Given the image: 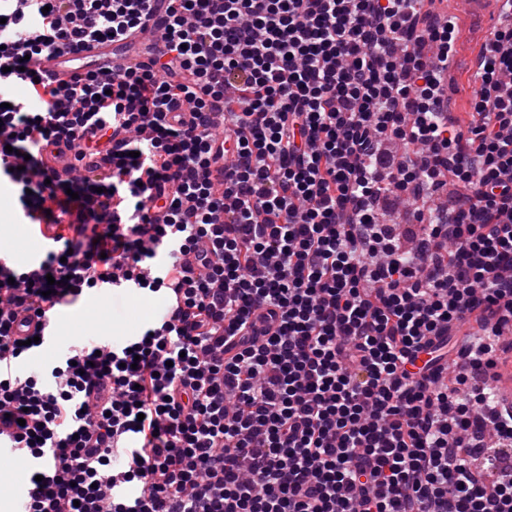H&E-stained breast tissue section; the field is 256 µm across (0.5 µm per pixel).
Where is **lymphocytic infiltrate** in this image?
<instances>
[{"mask_svg":"<svg viewBox=\"0 0 512 512\" xmlns=\"http://www.w3.org/2000/svg\"><path fill=\"white\" fill-rule=\"evenodd\" d=\"M171 2L152 69L62 87L35 60L131 40L149 0H0V179L59 245L0 282V356L28 351L19 311L115 277L169 300L49 379L0 368V425L38 474L23 512H512L489 371L512 348V23L446 121L436 0ZM60 141L106 168L37 180ZM404 196L423 203L409 248L380 221ZM203 243L198 276L179 259ZM466 315L482 336L457 339Z\"/></svg>","mask_w":512,"mask_h":512,"instance_id":"obj_1","label":"lymphocytic infiltrate"}]
</instances>
